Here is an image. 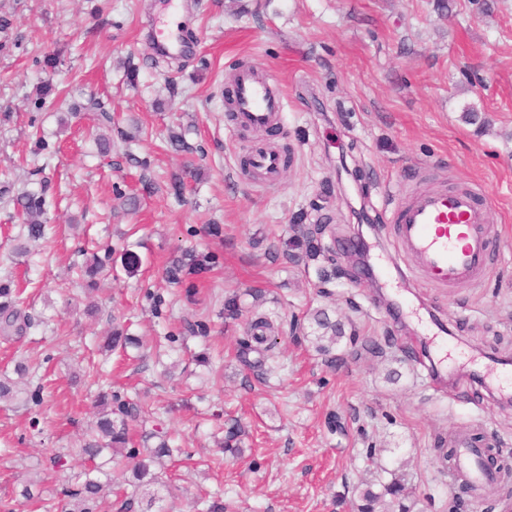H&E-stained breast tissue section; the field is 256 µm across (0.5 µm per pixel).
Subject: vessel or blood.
Masks as SVG:
<instances>
[{"instance_id": "b4317fda", "label": "vessel or blood", "mask_w": 512, "mask_h": 512, "mask_svg": "<svg viewBox=\"0 0 512 512\" xmlns=\"http://www.w3.org/2000/svg\"><path fill=\"white\" fill-rule=\"evenodd\" d=\"M235 100L236 120L246 127L268 126L283 110L281 94L250 69L239 75ZM251 166L271 182L277 179L281 162L277 154L261 152L252 156ZM489 213L488 206L477 203L474 191L441 188L402 201L391 222L409 266L429 285L449 289L477 284L491 272L496 254ZM448 443L456 454L450 484L480 493L495 482L479 438L459 431Z\"/></svg>"}]
</instances>
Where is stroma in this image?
<instances>
[{
  "label": "stroma",
  "mask_w": 512,
  "mask_h": 512,
  "mask_svg": "<svg viewBox=\"0 0 512 512\" xmlns=\"http://www.w3.org/2000/svg\"><path fill=\"white\" fill-rule=\"evenodd\" d=\"M0 15V305L33 322L0 336V378L31 359L43 397L0 401V498L25 476L62 512L85 466L94 369L150 411L134 440L160 423L184 450L162 471L164 512H205L215 494L224 512H356L371 458L402 474L410 512L458 498L512 512V0H452L446 16L435 0H191L177 59L150 35L162 0H0ZM249 67L284 96L257 138L222 97ZM45 85L96 97L111 128L41 102ZM468 104L486 131L461 120ZM266 146L292 157L271 184L242 172ZM399 184L491 200L490 276L452 290L417 279L386 222ZM22 192L45 201L44 238H27ZM93 253L106 269L91 291ZM191 255L207 268L170 279ZM319 310L344 325L328 357ZM258 316L277 336L263 379L236 357ZM115 322L144 348L102 350ZM200 322L207 337L190 336ZM234 422L238 456L218 447ZM465 429L499 463L479 495L449 484L438 456Z\"/></svg>",
  "instance_id": "obj_1"
}]
</instances>
